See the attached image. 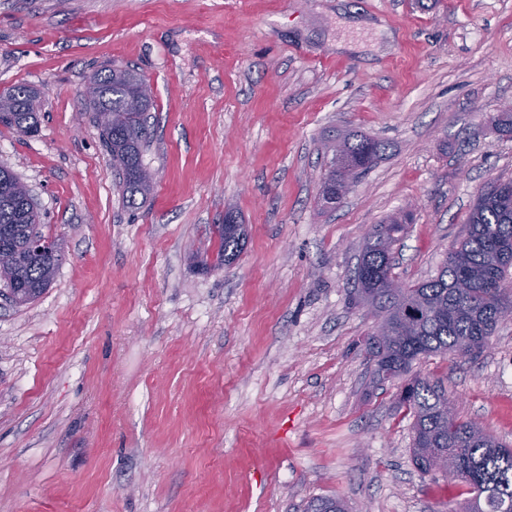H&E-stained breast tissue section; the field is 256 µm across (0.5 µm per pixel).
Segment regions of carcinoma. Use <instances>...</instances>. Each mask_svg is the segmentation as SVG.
<instances>
[{"mask_svg": "<svg viewBox=\"0 0 512 512\" xmlns=\"http://www.w3.org/2000/svg\"><path fill=\"white\" fill-rule=\"evenodd\" d=\"M95 96L88 99L112 160L120 172L122 194L128 206L146 198L150 188L141 181L142 153L147 146V112L153 99L145 80L130 68L111 67L89 79ZM10 101L3 126L23 134L37 123L36 93L25 86L0 92ZM495 130L512 136V106L491 118ZM383 141L362 136L341 142L336 160L323 181V198L334 203L343 197L342 182L369 169L385 152ZM404 225L396 219L379 224L370 234L354 271L362 296L375 309L390 335L368 344L377 373L392 377L407 373L422 356L472 358L481 354L497 326L500 311L512 314V269L496 261L500 246H512V180L488 182L478 193L464 236L449 249L437 275L410 285L403 293L389 288L395 246ZM43 234L41 212L26 186L8 168L0 166V254L17 256L20 286L45 291L55 278L48 259L28 255L24 246ZM244 226L219 231L218 256L234 261L241 252ZM401 403L414 417L413 457L426 473L431 466L424 449L448 452L443 475L465 484L475 512H512V448L500 443L475 422L448 415V397L439 386L415 376L404 388ZM307 512H346L334 497L314 499Z\"/></svg>", "mask_w": 512, "mask_h": 512, "instance_id": "obj_1", "label": "carcinoma"}]
</instances>
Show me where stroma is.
Masks as SVG:
<instances>
[{
    "label": "stroma",
    "instance_id": "35a3bbf8",
    "mask_svg": "<svg viewBox=\"0 0 512 512\" xmlns=\"http://www.w3.org/2000/svg\"><path fill=\"white\" fill-rule=\"evenodd\" d=\"M111 66L153 95L135 208L85 96ZM17 85L40 123L0 126V165L64 257L28 304L0 285V512H462L465 485L415 466L353 275L397 215L394 276L431 278L478 190L512 180L488 123L512 105V0H0ZM360 134L387 149L326 204L332 146ZM411 372L512 445V320ZM224 225H222L219 231L218 256L219 258H224V263H230L241 252L244 240V226L239 224L238 227H232L224 231Z\"/></svg>",
    "mask_w": 512,
    "mask_h": 512
}]
</instances>
